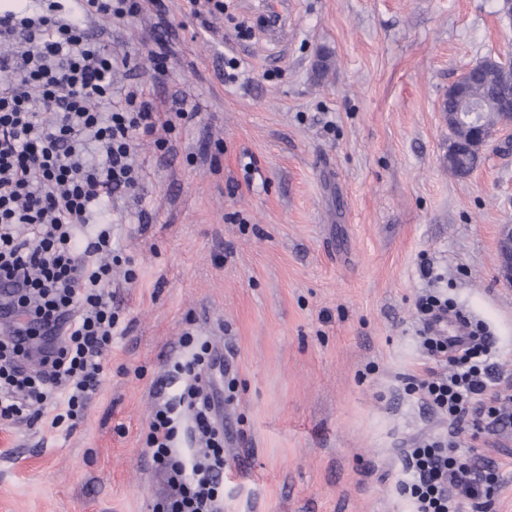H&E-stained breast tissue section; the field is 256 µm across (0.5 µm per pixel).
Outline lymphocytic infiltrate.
<instances>
[{
  "label": "lymphocytic infiltrate",
  "instance_id": "lymphocytic-infiltrate-1",
  "mask_svg": "<svg viewBox=\"0 0 512 512\" xmlns=\"http://www.w3.org/2000/svg\"><path fill=\"white\" fill-rule=\"evenodd\" d=\"M143 0H7L0 8V287L22 322L0 337V420L22 419L32 406H62L78 418L104 373L102 351L117 325L112 310V200L144 180L141 139L169 151L172 123L139 87L113 88V71L129 59L113 55L98 21L138 16ZM434 361L409 392L450 421L489 428L512 425L490 406L501 376L482 330L465 337L433 335L448 314L438 297L422 299ZM44 345L38 368L28 364L33 341ZM219 361L200 344L174 371L179 392L157 410L146 446L172 491L155 512H223L224 429L210 388ZM203 457L174 451L185 411ZM411 480L401 482L414 512H463L492 495L497 477L460 454L453 437L409 449Z\"/></svg>",
  "mask_w": 512,
  "mask_h": 512
}]
</instances>
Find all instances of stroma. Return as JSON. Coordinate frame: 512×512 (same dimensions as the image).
Returning a JSON list of instances; mask_svg holds the SVG:
<instances>
[{"label": "stroma", "mask_w": 512, "mask_h": 512, "mask_svg": "<svg viewBox=\"0 0 512 512\" xmlns=\"http://www.w3.org/2000/svg\"><path fill=\"white\" fill-rule=\"evenodd\" d=\"M163 2L105 26L132 59L115 87L177 116L172 151L143 140L144 181L112 203V247L137 279L112 269L118 331L82 417L0 423V512H153L171 487L144 436L188 334L236 380L216 415L224 512H411L405 451L451 430L501 479L467 512H512V427L455 429L404 391L433 364L425 295L462 314L451 335L482 328L512 378L496 245L512 150L453 175L442 111L469 67L512 57L500 0H288L284 44L261 34L257 0L205 22Z\"/></svg>", "instance_id": "35a3bbf8"}]
</instances>
